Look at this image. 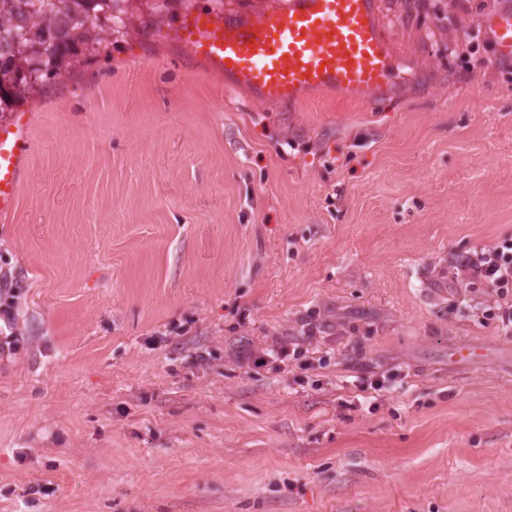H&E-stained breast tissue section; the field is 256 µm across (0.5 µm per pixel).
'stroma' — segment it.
<instances>
[{"label":"stroma","instance_id":"35a3bbf8","mask_svg":"<svg viewBox=\"0 0 512 512\" xmlns=\"http://www.w3.org/2000/svg\"><path fill=\"white\" fill-rule=\"evenodd\" d=\"M383 2L369 107L226 92L181 10L23 104L0 512H512V335L459 270L512 240V0ZM278 338L327 366L240 363ZM494 31L497 47L506 55H512V9H503L497 20L489 24Z\"/></svg>","mask_w":512,"mask_h":512}]
</instances>
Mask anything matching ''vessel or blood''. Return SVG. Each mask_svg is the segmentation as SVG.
I'll list each match as a JSON object with an SVG mask.
<instances>
[{"instance_id":"obj_1","label":"vessel or blood","mask_w":512,"mask_h":512,"mask_svg":"<svg viewBox=\"0 0 512 512\" xmlns=\"http://www.w3.org/2000/svg\"><path fill=\"white\" fill-rule=\"evenodd\" d=\"M380 0H269L259 11L185 15L178 40L230 89L263 102L296 104L307 93L347 94L368 104L394 92L399 61L380 29ZM497 47L512 55V9L492 25ZM25 113L0 118V215L18 200Z\"/></svg>"}]
</instances>
